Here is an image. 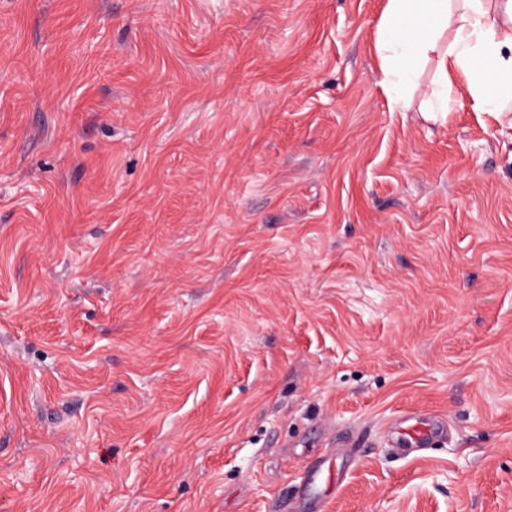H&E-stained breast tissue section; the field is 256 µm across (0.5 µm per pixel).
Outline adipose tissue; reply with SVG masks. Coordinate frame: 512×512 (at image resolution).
Returning a JSON list of instances; mask_svg holds the SVG:
<instances>
[{
    "mask_svg": "<svg viewBox=\"0 0 512 512\" xmlns=\"http://www.w3.org/2000/svg\"><path fill=\"white\" fill-rule=\"evenodd\" d=\"M376 51L391 110L418 94L424 111L446 113L462 90L475 111L512 116V0H387Z\"/></svg>",
    "mask_w": 512,
    "mask_h": 512,
    "instance_id": "1",
    "label": "adipose tissue"
}]
</instances>
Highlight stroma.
Wrapping results in <instances>:
<instances>
[{"instance_id": "35a3bbf8", "label": "stroma", "mask_w": 512, "mask_h": 512, "mask_svg": "<svg viewBox=\"0 0 512 512\" xmlns=\"http://www.w3.org/2000/svg\"><path fill=\"white\" fill-rule=\"evenodd\" d=\"M385 5L0 0V512H512V124ZM411 422L407 426L402 424ZM440 420L434 415L418 414L397 427L392 440L394 448H426L441 428Z\"/></svg>"}]
</instances>
